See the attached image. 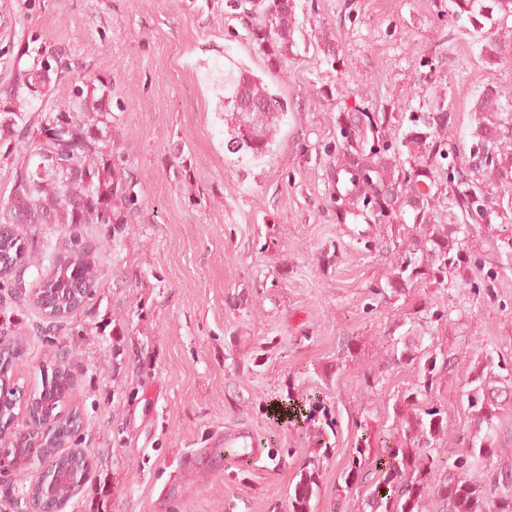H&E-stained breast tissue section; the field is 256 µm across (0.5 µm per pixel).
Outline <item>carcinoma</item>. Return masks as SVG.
<instances>
[{
    "label": "carcinoma",
    "mask_w": 512,
    "mask_h": 512,
    "mask_svg": "<svg viewBox=\"0 0 512 512\" xmlns=\"http://www.w3.org/2000/svg\"><path fill=\"white\" fill-rule=\"evenodd\" d=\"M453 15L467 16L473 32L482 33L481 19L493 12L501 19L512 17V0H451ZM258 16L250 35L268 61L281 63L295 55L298 25L296 0H257ZM60 54L18 44L10 77L0 91V157L12 165V184L0 200V288L25 290L24 282L8 271L24 268L32 255L49 262L48 273L35 288L38 307L52 309L59 294L69 290L73 298L63 318L77 317L93 298L99 281L97 258L85 244V224H110L119 232L137 210L138 196L125 153L112 138V84L97 79H76L71 99L60 106L51 98L54 84L63 78ZM260 105L244 111L247 103ZM475 111L491 112L495 121L477 123L470 132L469 157L458 156L448 132L452 112L440 103L433 111L409 115L410 125L400 142L389 136L402 112L339 114L342 142L332 178L333 200L342 215L397 222L402 227L394 242L395 259L388 285L395 296L412 287L431 288L448 284V276L460 278L471 261L465 239L473 227L495 230L494 221L507 219L488 191L492 182L512 184V96L486 88ZM288 112V102L264 79L241 68L224 97L227 150L259 160L270 152L273 132ZM407 154L408 166L396 156ZM450 202L461 224H438L443 214L440 201ZM46 224L66 239L63 256L40 240L37 230ZM418 334L402 336L392 343L391 359L418 366L419 384L395 405V428L379 435L380 453L370 445L368 420H353L356 433L346 448L345 489L373 475L364 512H512V467L494 468V459L506 454L497 446L500 410L512 400V374L495 372V361L486 353L468 376L465 403L475 431L464 448L448 455L440 440L448 434V405L427 407L428 393L437 382V358ZM0 377L13 371L23 357L21 342L3 340ZM48 378L33 391L39 399L54 397L39 414L51 420L60 437L77 445L78 430L68 419L57 416L73 389V376L46 364ZM324 425L312 426L308 447L290 448L302 463L296 472L288 512H313L312 501L320 490V470L332 456ZM491 469L492 480L470 478L477 469ZM445 477L433 481L434 473Z\"/></svg>",
    "instance_id": "carcinoma-1"
}]
</instances>
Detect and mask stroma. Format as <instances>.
I'll use <instances>...</instances> for the list:
<instances>
[{
  "label": "stroma",
  "instance_id": "1",
  "mask_svg": "<svg viewBox=\"0 0 512 512\" xmlns=\"http://www.w3.org/2000/svg\"><path fill=\"white\" fill-rule=\"evenodd\" d=\"M26 2L0 0V77L24 37L60 50L70 78L110 81L140 201L123 233L84 226L99 286L54 338L23 299L0 309V337L24 339L19 385L40 386V366L72 351L69 405L97 467L66 512H286L301 464L288 451L308 438L304 421L273 407L313 388L336 422L314 512H362L365 487L341 489L344 450L355 416L392 427L395 402L418 383L388 357L413 329L452 360L431 400L448 405L444 450L462 448L470 370L489 353L512 372V256L475 232L471 287L379 296L398 230L337 220V117L356 106L426 112L440 98L456 116L452 139H468L479 94L512 91V20L486 21L485 41L451 17L450 0H296V54L274 69L249 38L253 15L229 0ZM324 34L336 60L317 47ZM228 56L288 102L257 162L227 151L224 109L194 66ZM433 304L446 321L418 318ZM240 426L272 439L257 466L212 455V434Z\"/></svg>",
  "mask_w": 512,
  "mask_h": 512
}]
</instances>
